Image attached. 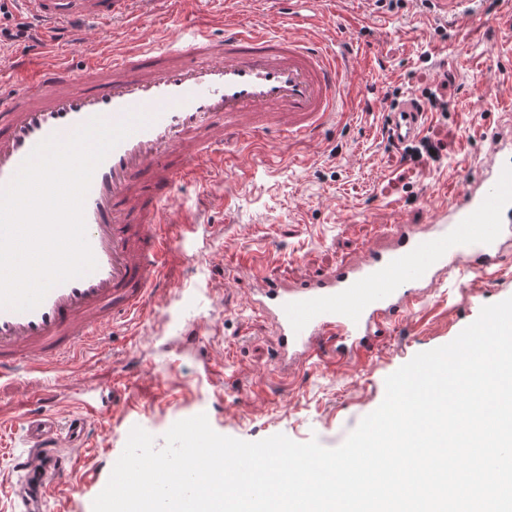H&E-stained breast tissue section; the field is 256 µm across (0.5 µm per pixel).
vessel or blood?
<instances>
[{"instance_id": "obj_1", "label": "vessel or blood", "mask_w": 512, "mask_h": 512, "mask_svg": "<svg viewBox=\"0 0 512 512\" xmlns=\"http://www.w3.org/2000/svg\"><path fill=\"white\" fill-rule=\"evenodd\" d=\"M46 25L111 21L131 0H17ZM282 35L228 22L215 37L188 19L162 47L131 43L76 69L45 64L22 87L0 94V186L11 182L33 149L50 135L69 137L92 117L115 122L129 111L153 115L116 145L95 170L84 220L96 269L53 287L33 310L0 309V379L19 368L44 373L80 350L99 345L116 320L160 301L161 274L175 245L204 255L208 239L196 224L171 238L168 201L178 181H194L203 164L224 166V143L266 133L276 125L289 137L335 124L348 55L319 34V14L277 13ZM428 115L415 98L387 112L390 139H421ZM375 243L354 262L297 282L253 270L251 303L277 337L280 371L333 354L359 361L385 338L393 320L409 315L448 270L483 271L498 265L512 241V135L495 130L477 175L461 172L457 189L428 223L376 230ZM66 432L42 413L27 416L36 451L22 467L38 472L21 497L22 512H40L44 486L63 484L71 470L53 449L60 436L83 440L98 405Z\"/></svg>"}]
</instances>
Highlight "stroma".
I'll return each mask as SVG.
<instances>
[{"label":"stroma","mask_w":512,"mask_h":512,"mask_svg":"<svg viewBox=\"0 0 512 512\" xmlns=\"http://www.w3.org/2000/svg\"><path fill=\"white\" fill-rule=\"evenodd\" d=\"M470 8L472 21L461 25L420 0H300L298 11L318 12L326 42L354 60L336 128L303 140L270 132L251 144L228 142L224 172L174 186L172 211L220 228L206 257L175 256L162 271L168 300L182 288L198 291L179 321L166 322L157 303L71 363L0 380V512L19 510L13 492L27 481L18 464L32 451L24 424L32 412H49L64 428L81 414L86 396L102 407L83 441H60L58 454L76 475L70 485L50 488L42 503V512H92L133 427L160 448L175 422L203 413L214 431L239 440L281 433L338 447L382 403L387 376L454 340L484 305L512 297L510 249L486 274L449 271L365 364L309 363L284 374L270 322L250 307V272L226 263L246 252L280 279H308L360 258L372 226L422 224L431 208L450 200L460 168L484 159L490 126L512 111V37L498 23L507 6L472 0ZM340 12L353 17L351 30L337 29ZM185 15L137 9L108 27L84 22L87 40L73 49H37L18 39L0 55V91L15 89L19 61L32 73L57 58L79 67L101 49L135 39L155 48L159 32L175 29ZM189 15L217 33L228 17L278 30L261 0H197ZM366 40L378 45L369 59L361 52ZM450 56L458 65L447 70ZM481 75L487 86L480 91ZM372 84L391 89L396 101L428 89L447 100V112L430 113L424 132L435 157L402 160L385 131L387 103L365 92Z\"/></svg>","instance_id":"1"}]
</instances>
